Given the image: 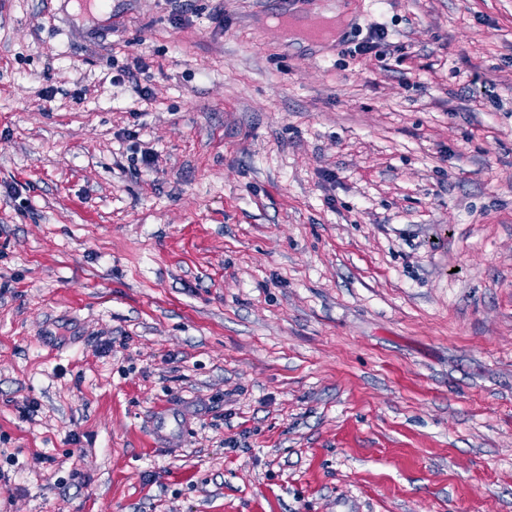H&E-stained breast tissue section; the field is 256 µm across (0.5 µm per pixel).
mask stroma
I'll return each mask as SVG.
<instances>
[{
	"instance_id": "obj_1",
	"label": "stroma",
	"mask_w": 512,
	"mask_h": 512,
	"mask_svg": "<svg viewBox=\"0 0 512 512\" xmlns=\"http://www.w3.org/2000/svg\"><path fill=\"white\" fill-rule=\"evenodd\" d=\"M342 2L0 0V512H512V0Z\"/></svg>"
}]
</instances>
